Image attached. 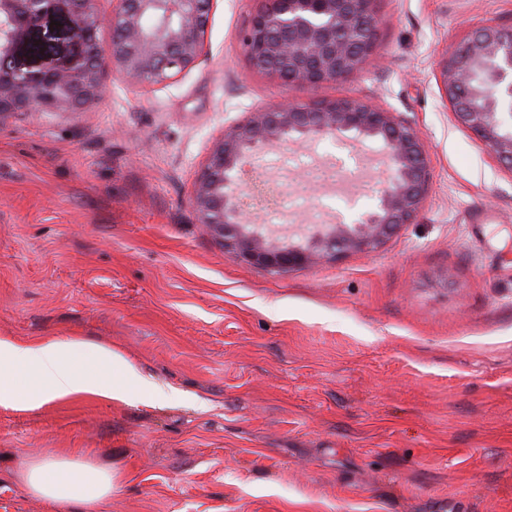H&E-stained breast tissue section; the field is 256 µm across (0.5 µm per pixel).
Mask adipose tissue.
<instances>
[{
    "mask_svg": "<svg viewBox=\"0 0 512 512\" xmlns=\"http://www.w3.org/2000/svg\"><path fill=\"white\" fill-rule=\"evenodd\" d=\"M23 377L31 383L25 395L18 389ZM84 395L151 401L169 392L106 345L79 337L45 336L27 343L0 338V407L28 410ZM21 471L38 497L54 505H77L83 512H100L116 481L112 470L67 460L26 463Z\"/></svg>",
    "mask_w": 512,
    "mask_h": 512,
    "instance_id": "1",
    "label": "adipose tissue"
}]
</instances>
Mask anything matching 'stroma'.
I'll return each mask as SVG.
<instances>
[{"mask_svg":"<svg viewBox=\"0 0 512 512\" xmlns=\"http://www.w3.org/2000/svg\"><path fill=\"white\" fill-rule=\"evenodd\" d=\"M258 0H215L209 53L147 89L108 74L81 112L0 121V337L119 350L172 398L0 407V512L57 510L22 462L118 470L102 512H512V171L458 126L436 64L512 0H377L362 72L312 91L249 66ZM69 14L18 58L67 57ZM373 101L410 121L430 188L377 248L287 272L240 262L189 197L225 127L282 97ZM378 144L273 148L267 175L312 206L304 241L377 203Z\"/></svg>","mask_w":512,"mask_h":512,"instance_id":"35a3bbf8","label":"stroma"}]
</instances>
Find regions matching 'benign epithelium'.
<instances>
[{
    "label": "benign epithelium",
    "instance_id": "obj_1",
    "mask_svg": "<svg viewBox=\"0 0 512 512\" xmlns=\"http://www.w3.org/2000/svg\"><path fill=\"white\" fill-rule=\"evenodd\" d=\"M215 0H118L104 20L96 0H0V120L14 112H81L99 101L107 69L140 86H165L208 54ZM242 34L249 66L282 86L311 90L356 75L377 49L376 0H261ZM66 4L78 51L62 62L28 70L18 59L24 37ZM112 28L109 56L97 42ZM366 29L357 42L344 34ZM512 28L487 24L437 63L442 97L456 122L512 171ZM332 136L374 140L387 154L389 175L378 205L338 224H326L304 245L287 246L254 221L253 201L268 194L245 170L270 147ZM430 184L426 153L414 126L372 103L336 98L283 100L225 129L199 174L190 205L199 223L224 238L236 260L276 272L336 260L371 249L417 216Z\"/></svg>",
    "mask_w": 512,
    "mask_h": 512
}]
</instances>
